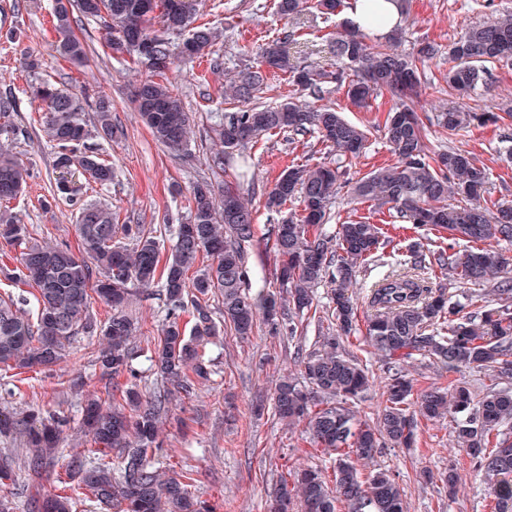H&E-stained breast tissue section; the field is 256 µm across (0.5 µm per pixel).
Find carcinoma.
Wrapping results in <instances>:
<instances>
[{
	"label": "carcinoma",
	"instance_id": "1",
	"mask_svg": "<svg viewBox=\"0 0 512 512\" xmlns=\"http://www.w3.org/2000/svg\"><path fill=\"white\" fill-rule=\"evenodd\" d=\"M197 0H54L52 23L57 51L81 65L86 42L73 32L78 11L94 21L111 52L126 55L145 72L132 98L153 138L171 151L189 157L191 117L165 74L180 58L193 60L211 53L222 32L198 22ZM343 0H315L314 9L331 20L342 12ZM282 17L298 19L307 0H274ZM400 20L383 43L346 18L336 23L327 53L336 68L297 65L285 45L297 41L301 27L285 30L261 48L264 68L246 67L230 80L231 111L212 112L204 141L210 176L195 186L187 222L148 232L142 224H118L112 202L104 197L83 199L82 187L70 177L100 189L112 185V162L100 142L123 134L112 123V100L85 89L59 87L42 80L31 95L42 112L45 145L59 170L56 192L43 205L60 199L75 211L79 247L63 242H32L28 226L7 204L20 197L30 177L13 153L29 139L28 126L18 121L15 99H0V240L20 248L18 265L4 272L36 291L34 316L24 310L27 298L0 295V366L17 370H52L77 339L98 338L95 362L105 394L111 380L137 378L133 367L138 327L125 312L143 289L157 286L165 299L162 336L153 343L150 360L160 385L142 392L133 383L122 401L110 404L97 394L84 404L88 447L69 455L68 477L95 512H214L191 492V478L159 466L158 439L163 418L176 395L190 396L195 379L210 375L200 348L230 332L249 336L261 317L277 336L297 337L304 317L314 308V288L323 281L335 285L329 307L332 333L301 357L300 376L280 379L272 396L274 416L288 426L305 423L312 440L334 458L333 479L320 470L305 469L293 479L283 475L273 512H407L403 492L387 473L361 476V467L385 447L410 448L417 418L437 422L452 418L459 447L476 470L492 484L494 512H512V391L499 379L512 375V279L504 271L512 259L492 248H472L459 255L444 250L427 256L417 251L368 288L374 313L359 324L358 306L349 287L358 273L378 257L391 240L383 228L366 220L323 228L330 204L339 190L353 200L389 206L397 221L430 227L451 238L470 242H512V200L492 203L485 198L489 173L469 152L455 149L430 154L425 144L434 122L455 135L474 122L500 119L463 108L433 116L414 105L425 84V66L438 53L423 43L414 53L394 45L406 33ZM512 62V13L472 25L448 49V89L464 98L486 85L489 66ZM281 71L315 99L324 86L345 88L351 105L366 109L383 92L393 105L382 128L396 162L376 168L355 181L343 179L339 160L366 152L367 132L330 105L291 98L279 105L262 102L265 71ZM95 113L90 120L86 112ZM275 133L295 139L316 138L336 159L314 166L291 165L264 189V208L280 213L300 199L302 213L272 226L266 249L277 262L282 293L246 290L248 250L253 246L252 211L237 179H247L245 151L263 136ZM236 162L234 180L224 178ZM171 237L165 248L164 237ZM452 268L463 280L496 281L499 306L478 305L474 296L452 300L446 289L426 277L432 266ZM222 299L217 321L211 298ZM112 310L99 324L93 302ZM189 316L191 328L181 324ZM392 364L383 392L384 406L376 424L358 417L353 404L370 388L369 371L346 342L359 332ZM424 361L448 373L485 371L490 383L480 393L465 386L431 384L415 392L404 370L410 361ZM67 419L56 412L32 410L23 417L0 412V438L18 440L19 452L0 454V486L14 492L0 496V512H16L18 498H27L28 512H73L75 499L61 494H30L43 475L63 457L58 447ZM120 458L112 471V452Z\"/></svg>",
	"mask_w": 512,
	"mask_h": 512
}]
</instances>
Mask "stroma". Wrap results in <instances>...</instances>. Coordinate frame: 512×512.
<instances>
[{
  "mask_svg": "<svg viewBox=\"0 0 512 512\" xmlns=\"http://www.w3.org/2000/svg\"><path fill=\"white\" fill-rule=\"evenodd\" d=\"M52 0H0V95L19 99L22 115L36 112L31 87L43 79L86 87L90 94L112 99V121L123 129L121 137L104 144L117 177L109 189L112 210L119 223L143 224L156 228L167 216L186 218L188 201L197 180L205 170L202 152L192 158L177 156L157 143L135 111L130 92L142 73L129 57L120 56L105 46L95 24L74 16L73 28L89 45V65L76 68L56 50V32L51 24ZM408 31L398 46L409 53L419 44L433 42L438 55L426 66L427 83L417 104L427 114L457 105L446 84L448 47L469 25L487 22L512 10V0H407ZM204 20L223 28L222 40L213 48L221 61L220 70L209 67L210 59L201 58L173 67L168 81L177 88L186 111L195 125H203L210 112L228 108L226 82L244 67L257 65V52L274 32L291 28L290 19L278 16L271 0H202ZM39 58L43 67L26 70L23 55ZM324 103L341 109L345 117L368 131L369 148L363 156L344 162L347 178H358L372 169L394 163L382 127L392 105L389 94L378 95L369 109L353 107L345 92L328 88ZM479 112L501 113L512 106V65H492L485 88L466 101ZM31 139L21 147L20 159L33 177L25 196L14 200L12 208L23 223L29 224L38 241L65 242L77 246L76 227L69 206H42L40 199L55 183L54 156L41 141L39 126L30 129ZM512 137V120L472 124L456 135H448L437 125H429L426 144L430 151L451 148L467 150L477 164L490 174L491 200L512 199V159L504 152L503 141ZM248 154L256 184L271 186L289 165H314L329 160L328 148L317 141L290 142L279 134L265 136ZM254 245L246 259L253 291L278 292L275 265L264 245L278 215L269 213L259 200H252ZM362 217L376 224L389 223L387 209L371 202L349 200L338 194L331 205L329 228ZM388 246V261L407 258L410 248L433 251L453 246L455 251L470 249L464 239L448 240L440 232L424 227L394 230ZM315 303L318 312L304 323V339L295 343L270 335L267 326L257 325L248 340L227 335L206 345L203 355L212 372L201 381L193 396L174 402L164 421L160 438L162 466L192 470V491L216 512H266L268 495L284 470L305 467L326 469L331 460L310 440L304 426L288 427L277 421L270 396L278 379L297 371L299 347H310L320 332L326 331L329 289L319 286ZM131 314L137 321L142 340L160 336L165 304L157 289L133 301ZM97 342L81 338L55 369L25 371L0 369V407L21 412L52 409L69 421L64 448L84 445L83 405L86 393L98 390L99 368L95 363ZM367 365L371 387L355 409L360 418L375 422L383 402L386 383L382 357L365 339L350 347ZM85 381L83 391H75L70 381L75 376ZM455 468L460 479L455 491L440 481L423 480V471L438 473ZM369 471L391 474L404 489L408 512H491L492 498L483 475L473 470L466 453L459 448L451 421H420L414 448H384L368 465Z\"/></svg>",
  "mask_w": 512,
  "mask_h": 512,
  "instance_id": "35a3bbf8",
  "label": "stroma"
}]
</instances>
